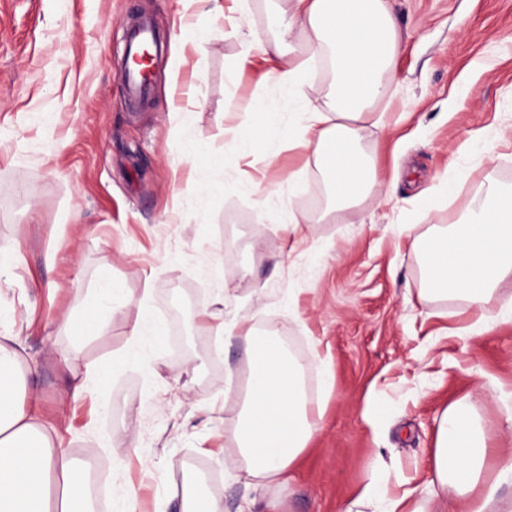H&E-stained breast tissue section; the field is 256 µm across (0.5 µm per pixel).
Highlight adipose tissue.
<instances>
[{"mask_svg":"<svg viewBox=\"0 0 512 512\" xmlns=\"http://www.w3.org/2000/svg\"><path fill=\"white\" fill-rule=\"evenodd\" d=\"M277 41L251 40L253 50L281 54V39L295 30L306 36L305 53L281 62L270 78L299 105L297 120L282 127L274 104L250 103L262 115L271 142H289L311 152L321 166L329 199L345 209L373 195L378 184L374 155L362 152L365 123L395 77L402 39L388 0H293L289 15H275ZM325 61L332 89L325 105L313 104L304 74L308 62ZM417 254L426 291L465 300L478 312L467 336L490 328L485 304L499 283L512 276V189L487 183L482 196L456 224L425 235L403 230ZM218 334L246 344V390L234 432L237 458L229 471L249 486L287 483L309 441L320 430L308 406L305 367L283 342L250 324L221 325ZM17 350L0 345V512H94L86 465L56 445L50 427L37 421L24 393ZM512 453L489 454L486 435L468 399L442 412L430 452L426 479L393 495L376 478L362 497L380 512H512Z\"/></svg>","mask_w":512,"mask_h":512,"instance_id":"adipose-tissue-1","label":"adipose tissue"}]
</instances>
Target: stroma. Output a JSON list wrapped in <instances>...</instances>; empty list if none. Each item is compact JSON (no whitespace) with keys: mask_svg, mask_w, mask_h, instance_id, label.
<instances>
[{"mask_svg":"<svg viewBox=\"0 0 512 512\" xmlns=\"http://www.w3.org/2000/svg\"><path fill=\"white\" fill-rule=\"evenodd\" d=\"M291 5L249 0L233 27L184 0H0V340L19 346L38 420L105 464L107 512L159 497L181 512L198 465L224 512L250 494L224 472L243 392L225 376L245 347L195 325L203 310L281 326L307 357L322 430L289 484L259 490L283 512H375L358 502L373 473L397 495L420 484L437 420L463 397L491 453L512 450L497 399L512 390V324L457 336L475 313L424 297L401 235L450 224L482 183L512 186V0H392L404 51L364 139L389 200L341 212L313 157L283 144L271 165L233 139L259 125L248 101L281 96L261 52L236 69L242 37L278 38L268 18ZM137 17L162 39L143 107L118 77ZM251 178L270 193L244 189ZM211 181L221 191L200 200ZM292 207L321 220L291 225ZM107 278L123 288L109 314L92 295ZM94 312L105 333L80 335ZM139 322L162 342L131 348ZM92 363L107 383L87 380Z\"/></svg>","mask_w":512,"mask_h":512,"instance_id":"obj_1","label":"stroma"}]
</instances>
